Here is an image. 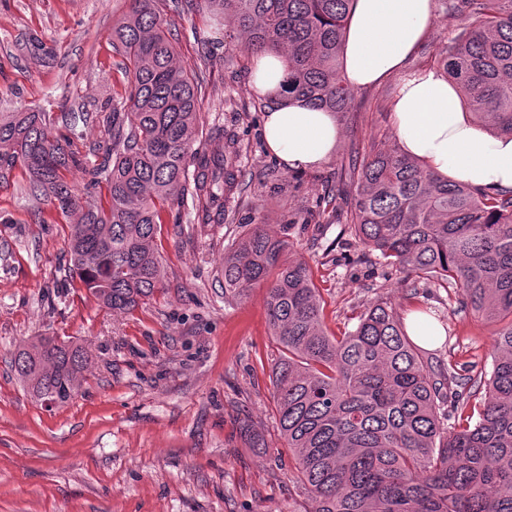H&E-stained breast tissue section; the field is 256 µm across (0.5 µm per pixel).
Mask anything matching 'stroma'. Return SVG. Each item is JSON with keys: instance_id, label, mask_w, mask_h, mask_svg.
<instances>
[{"instance_id": "obj_1", "label": "stroma", "mask_w": 512, "mask_h": 512, "mask_svg": "<svg viewBox=\"0 0 512 512\" xmlns=\"http://www.w3.org/2000/svg\"><path fill=\"white\" fill-rule=\"evenodd\" d=\"M130 0H0V112L38 109L53 136L64 114L88 112L74 146L84 166L67 180L107 201L90 171L93 144L109 143L104 109L125 84L114 25ZM179 63L198 82L201 149L224 136L241 146L242 184L209 224L191 210L160 213L165 291L125 314L100 307L69 269V218L29 191L22 167L0 181V512H311L274 419L270 375L280 347L266 291L224 295V250L256 224L284 234L324 299L328 333L352 330L374 302L429 311L448 328L441 359L491 372L494 324L461 307L452 289L415 279L358 246L352 224L323 214V182L345 180L351 155L394 142L389 106L399 76L357 89L337 115L341 137L323 166L292 171L262 135L267 100L252 87L240 48L213 42L203 0H156ZM409 68L436 66L459 30L442 0ZM31 336L89 342L96 364L62 407L30 399L10 358ZM264 438L250 447L247 430Z\"/></svg>"}]
</instances>
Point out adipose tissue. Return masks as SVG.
<instances>
[{
    "label": "adipose tissue",
    "instance_id": "obj_1",
    "mask_svg": "<svg viewBox=\"0 0 512 512\" xmlns=\"http://www.w3.org/2000/svg\"><path fill=\"white\" fill-rule=\"evenodd\" d=\"M433 19L431 0H354L340 54L341 75L353 89L397 74L401 83L390 117L401 151L442 179L473 189H512V136H496L476 123L460 92L441 71L407 70ZM254 91L271 104L263 138L290 170L322 166L336 151L334 113L288 100L284 55L255 56Z\"/></svg>",
    "mask_w": 512,
    "mask_h": 512
}]
</instances>
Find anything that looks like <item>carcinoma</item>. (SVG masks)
Returning <instances> with one entry per match:
<instances>
[{
	"label": "carcinoma",
	"mask_w": 512,
	"mask_h": 512,
	"mask_svg": "<svg viewBox=\"0 0 512 512\" xmlns=\"http://www.w3.org/2000/svg\"><path fill=\"white\" fill-rule=\"evenodd\" d=\"M204 2L224 16L229 43L287 56L289 98L347 111L353 92L339 55L352 0ZM445 9L464 24L439 70L477 123L512 136V0H452ZM115 36L127 89L106 108L112 144L92 169L108 206L83 199L64 178L80 158L51 137L47 112H0V177L23 165L31 194L75 218L73 271L99 304L126 312L164 285L159 212L189 204L202 224L224 213L240 150L231 134L221 153L192 149L197 85L153 0H132ZM348 171L359 243L414 277L448 284L498 329L490 375L472 365L461 374L426 355L383 302L352 331L329 335L309 266L283 259L288 242L265 225L224 252V295L267 286L281 348L270 377L278 430L314 512H512V191L442 180L397 147L374 150ZM93 362L86 345L35 336L11 367L31 397L63 406ZM478 394L480 409L468 411Z\"/></svg>",
	"instance_id": "obj_1"
}]
</instances>
